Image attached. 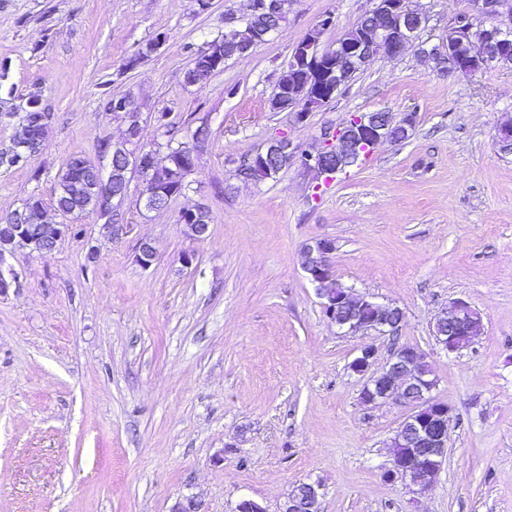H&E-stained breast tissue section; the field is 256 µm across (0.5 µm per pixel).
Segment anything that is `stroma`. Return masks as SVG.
<instances>
[{
  "instance_id": "obj_1",
  "label": "stroma",
  "mask_w": 512,
  "mask_h": 512,
  "mask_svg": "<svg viewBox=\"0 0 512 512\" xmlns=\"http://www.w3.org/2000/svg\"><path fill=\"white\" fill-rule=\"evenodd\" d=\"M414 5L434 44L467 2ZM367 6L294 0L267 41L197 87L183 80L186 46L206 47L248 0H0V98L36 96L52 114L28 164L0 168V219L33 195L52 205L67 159L95 163L101 141H121V119L100 106L108 94L138 103L144 146L166 143L162 110L181 119L175 140L211 130L165 209L140 207L134 176L126 233L104 238L86 214L55 250L9 257L0 512H172L189 498L200 512H235L244 498L279 512L308 479L322 485L321 512H512V155L495 144L512 119V67L443 77L413 46L355 73L305 121L272 110L294 45L331 13L328 47ZM378 111L413 114L408 138L330 184L294 165L258 183L236 176L275 138L308 150L324 129ZM199 205L210 235L194 241L178 216ZM322 238L338 280L402 309L397 336H345L326 318L302 267L305 244ZM144 241L157 252L147 268ZM457 298L480 310L483 330L449 354L432 325ZM403 344L426 355L453 416L448 457L419 494L383 477L409 407L363 406L349 368L364 346L380 366Z\"/></svg>"
}]
</instances>
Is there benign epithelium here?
<instances>
[{
    "mask_svg": "<svg viewBox=\"0 0 512 512\" xmlns=\"http://www.w3.org/2000/svg\"><path fill=\"white\" fill-rule=\"evenodd\" d=\"M470 14L482 21L489 20L487 40L497 44L512 38V0H471ZM428 18L412 9L409 0H372V7L364 10L353 26L356 39H339L332 46L319 49L323 31L335 25V17L328 13L321 17L315 28L291 51L290 66L301 77V84L293 92L283 91L284 107L296 111V119L303 121L309 112L330 103L345 84L348 69H362L380 57L395 58L401 55L415 39ZM454 41L444 40L433 45L437 67L448 75L474 76L485 66L498 62L511 64L503 57L496 59L480 53L470 38L471 25L453 23ZM115 115L125 124L124 141L116 147L105 141L100 151L102 165L90 166L94 174L92 184L86 185L96 200L93 212L97 217L119 214L128 186L124 173L132 169L140 176L142 190L140 201L148 211L157 209L153 175L157 167L158 151L139 149L141 112L134 100L120 97L114 103ZM50 113L35 112L22 120L11 144L10 158H15L31 146L35 126H48ZM394 127L390 113H354L343 126L328 127L322 133L321 146L315 151L304 150L294 164L327 178L353 166L358 161L355 152L364 146L373 149L392 140L389 130ZM205 141L192 136L185 143L191 165L184 172H195ZM291 149L288 138L271 141L266 148L252 155L255 165L267 167L270 160ZM205 210L197 206L186 210L179 221L187 227L188 236L203 240L208 236L209 225L195 223L197 213ZM25 209L12 212L13 224H1L6 231L0 238V293L5 294L13 283L12 273L4 271L6 254L17 250L48 252L54 250L70 230L68 224H24L21 215ZM334 245L327 239L315 240L303 248L304 269L322 300L325 316L345 334L375 332L392 335L403 320V311L391 304H382L353 293L350 287L336 289V276L329 255ZM483 328L481 312L464 299L448 302L436 315L433 333L437 344L449 353H456L470 345ZM376 350L364 347L350 364L357 374L366 377L361 392L362 401L379 406L390 399L400 400L412 411L402 420L390 441L392 448H405L407 452L396 464L384 471V478L399 483L412 491H422L433 484L446 460L448 429L451 410L447 404L436 400L432 391L437 379L422 372L426 364L423 354L414 347L401 346L393 350L386 363L373 369ZM320 484L302 481L288 493L281 512H318Z\"/></svg>",
    "mask_w": 512,
    "mask_h": 512,
    "instance_id": "benign-epithelium-1",
    "label": "benign epithelium"
}]
</instances>
